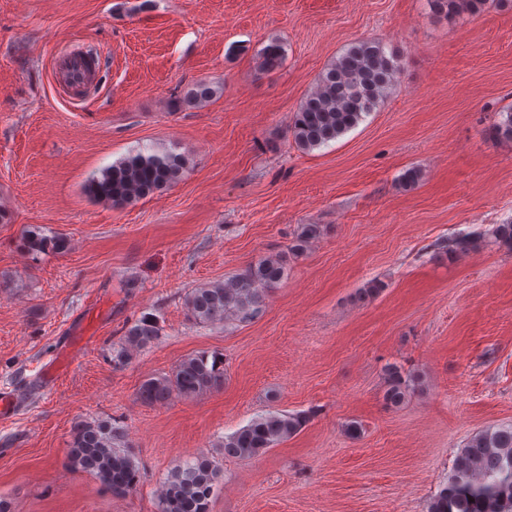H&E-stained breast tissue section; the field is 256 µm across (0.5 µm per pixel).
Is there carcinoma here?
Listing matches in <instances>:
<instances>
[{
  "label": "carcinoma",
  "instance_id": "obj_1",
  "mask_svg": "<svg viewBox=\"0 0 512 512\" xmlns=\"http://www.w3.org/2000/svg\"><path fill=\"white\" fill-rule=\"evenodd\" d=\"M487 0H428L430 12L448 17L461 12L478 13ZM284 60L280 43L273 41L260 54L259 67L271 72ZM398 75L394 53L369 40L351 44L319 76L314 91L295 112L289 132L303 150L318 149L356 128L391 93ZM213 91L203 83L190 87L181 105L207 100ZM496 140L512 141V107L500 113L493 125ZM186 157L172 152L139 151L103 169L87 185L98 201L121 207L160 193L180 180L187 169ZM321 233L318 224H304L292 246L304 250ZM481 238L462 236L440 246L436 257L466 252L480 246ZM21 248L30 255L63 253L68 241L47 236L37 229L26 232ZM285 267L280 259L267 257L249 264L227 283L196 288L185 299L187 316L198 324H217L230 316L241 321L261 311L265 291L280 282ZM161 335L156 318L143 316L126 328L112 346L113 368L130 363L133 354L154 344ZM385 398L402 403L415 389L417 380L396 366L386 371ZM224 384V360L199 352L184 358L170 374L149 378L139 388V398L148 404L172 395L194 397ZM308 422L304 413L272 411L224 437V455L249 459L258 456L300 432ZM66 465L95 477L114 496L133 493L141 471L124 443L121 428L110 420H80L74 423ZM224 470L215 459L200 455L174 466L158 498L157 512H209L215 487ZM427 512H512V426L475 436L457 456L447 484L435 493Z\"/></svg>",
  "mask_w": 512,
  "mask_h": 512
}]
</instances>
